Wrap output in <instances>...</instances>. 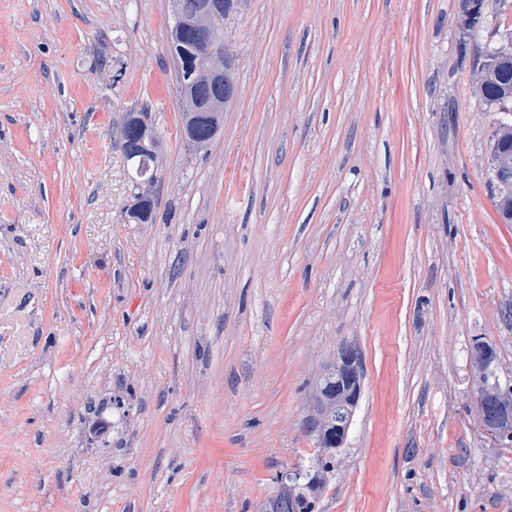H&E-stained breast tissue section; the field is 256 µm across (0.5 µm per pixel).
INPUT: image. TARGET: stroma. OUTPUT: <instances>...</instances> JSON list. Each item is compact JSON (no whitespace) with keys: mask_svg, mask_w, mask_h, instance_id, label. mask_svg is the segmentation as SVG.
I'll list each match as a JSON object with an SVG mask.
<instances>
[{"mask_svg":"<svg viewBox=\"0 0 512 512\" xmlns=\"http://www.w3.org/2000/svg\"><path fill=\"white\" fill-rule=\"evenodd\" d=\"M242 0L234 102L184 145L168 0H0V512H257L361 397L314 512H512L475 337L512 377V224L475 50L512 0ZM150 103L154 221L127 213ZM498 361L499 353L493 343L483 337L473 340L469 351V364L472 373L480 376L475 400L478 415V406L481 402L486 408L500 402L502 384L497 374ZM339 351L344 371L360 363L361 353L355 342L340 343ZM361 382V363L347 373L340 371L336 358L323 366L311 398L312 415L320 423L315 417L306 421L308 432L318 431L313 435L317 456L322 452L336 454V449L343 447L361 395Z\"/></svg>","mask_w":512,"mask_h":512,"instance_id":"obj_1","label":"stroma"}]
</instances>
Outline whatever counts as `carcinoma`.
I'll return each mask as SVG.
<instances>
[{"label": "carcinoma", "mask_w": 512, "mask_h": 512, "mask_svg": "<svg viewBox=\"0 0 512 512\" xmlns=\"http://www.w3.org/2000/svg\"><path fill=\"white\" fill-rule=\"evenodd\" d=\"M170 41L180 47V63L195 66L191 33L172 32ZM478 55V77L472 92L489 107V111L502 114L497 120L494 136L504 147L503 160L512 165V32L506 30L501 33L498 40L481 47ZM498 361L499 353L493 343L483 337L473 340L469 364L472 373L480 376L476 403L487 408L500 402L502 384L497 374ZM361 382L359 367L343 373L334 360L323 366L312 393L311 412L320 420V428L314 434L317 453L331 455L343 447L361 395ZM325 486L326 479L319 468L299 476L292 475L281 484L280 493L293 503L294 512H313V503Z\"/></svg>", "instance_id": "carcinoma-1"}]
</instances>
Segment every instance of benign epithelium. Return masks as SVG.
Masks as SVG:
<instances>
[{"label":"benign epithelium","mask_w":512,"mask_h":512,"mask_svg":"<svg viewBox=\"0 0 512 512\" xmlns=\"http://www.w3.org/2000/svg\"><path fill=\"white\" fill-rule=\"evenodd\" d=\"M172 28L189 29L194 34L199 66L209 76L208 102L198 108L192 99L185 100L186 111L191 117L189 137L186 145L191 150H201L208 139L207 129L210 113L224 109V95L237 94V89L224 86V72L231 68L230 59L224 54V19L231 10L224 8V0H169ZM130 138L134 154L140 158L138 185L144 187L141 196H149L154 176L150 175L152 164L156 163L152 143L157 136L154 128L142 118H136L124 130ZM340 360L344 369L356 366L361 361V353L353 341L339 345ZM483 429L497 436L512 433V404L504 403L494 410H487L483 417Z\"/></svg>","instance_id":"obj_1"}]
</instances>
